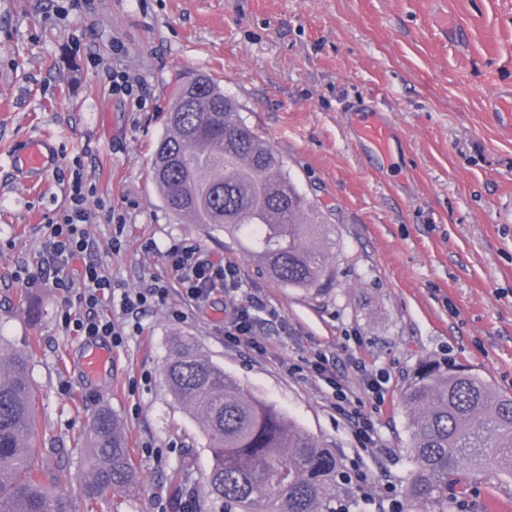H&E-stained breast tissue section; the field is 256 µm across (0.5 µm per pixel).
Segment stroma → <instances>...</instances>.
Segmentation results:
<instances>
[{
    "label": "stroma",
    "mask_w": 512,
    "mask_h": 512,
    "mask_svg": "<svg viewBox=\"0 0 512 512\" xmlns=\"http://www.w3.org/2000/svg\"><path fill=\"white\" fill-rule=\"evenodd\" d=\"M116 67L139 78L145 108L113 97L106 74ZM197 71L237 100L322 211L333 258L325 287L279 285L245 238L165 211L150 159L178 82ZM511 107L512 0H0V337L29 357L47 449L39 465L69 476L56 492L82 478L76 448L101 409L120 423L139 487L98 512H170V479L184 464L203 484L207 441L161 374L181 334L364 477L338 486L348 512H430L405 497L402 393L418 362L464 364L512 392ZM373 108L394 128L382 155L355 136ZM36 137L51 138L58 158L26 178L12 156ZM76 161L96 188L92 246L67 273L109 271L96 312L111 318L113 338L66 331L61 315L79 309V291L41 274L43 225L69 204L58 175ZM177 241L236 265L237 287L191 303L168 263ZM139 291L147 300L127 306ZM233 307L249 311L254 343L225 339ZM94 346L111 360L92 379L82 359ZM319 352L370 417L376 447L359 445L332 388L309 373ZM448 512H512V476L461 471Z\"/></svg>",
    "instance_id": "stroma-1"
}]
</instances>
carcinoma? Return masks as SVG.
<instances>
[{
	"mask_svg": "<svg viewBox=\"0 0 512 512\" xmlns=\"http://www.w3.org/2000/svg\"><path fill=\"white\" fill-rule=\"evenodd\" d=\"M150 170L165 208L179 220L244 232L272 279L292 288L323 287L329 264L319 244L322 213L208 74L192 73L179 83ZM162 376L207 439L213 463L203 490L221 503L220 512L260 506L264 512H336L332 450L224 376L192 337L173 338ZM403 403L412 413L411 504L448 512V484L465 468L512 475L511 393L462 366L425 361ZM35 411L28 356L0 340V512H97L101 498L138 486L119 422L102 409L83 435V479L65 496L54 492L65 473L49 477L38 465L44 449L34 435ZM184 471L171 480L173 512L198 495Z\"/></svg>",
	"mask_w": 512,
	"mask_h": 512,
	"instance_id": "cac0c4a2",
	"label": "carcinoma"
}]
</instances>
